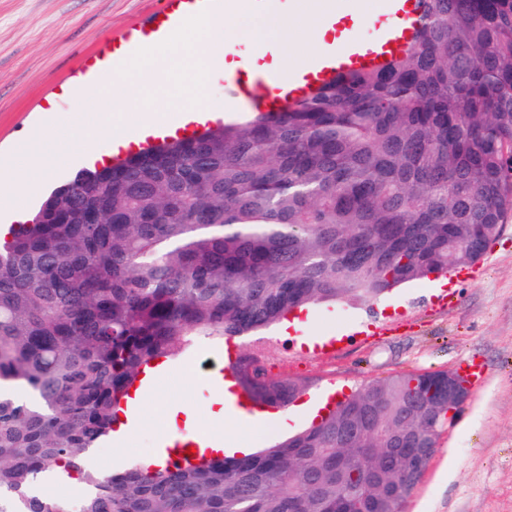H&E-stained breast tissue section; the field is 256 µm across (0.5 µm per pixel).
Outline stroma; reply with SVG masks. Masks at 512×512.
I'll return each mask as SVG.
<instances>
[{
	"instance_id": "1",
	"label": "stroma",
	"mask_w": 512,
	"mask_h": 512,
	"mask_svg": "<svg viewBox=\"0 0 512 512\" xmlns=\"http://www.w3.org/2000/svg\"><path fill=\"white\" fill-rule=\"evenodd\" d=\"M162 0H0V157L12 155L30 132L52 135L71 103L65 89L82 79L87 57L112 55L114 35L144 19ZM113 137H99L91 153L74 152L52 173L54 190L86 173L92 157L111 161ZM473 279L437 288L434 279L406 284L374 302L310 307L300 315L302 336H333L328 351L282 345L274 328L224 345L206 339L171 358L163 393L146 403L154 426L136 429L123 450L101 443L91 465L109 470L147 461L161 434L165 410H193L197 424L211 425L215 398L203 380L207 360L225 347L257 354L272 374L296 377L309 387L300 402L249 432L246 447L259 449L307 427L312 406L332 392L352 394L379 377L410 371L484 368L453 427L439 436L436 452L403 512H512V221L488 247Z\"/></svg>"
}]
</instances>
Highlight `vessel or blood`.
Here are the masks:
<instances>
[{"label":"vessel or blood","mask_w":512,"mask_h":512,"mask_svg":"<svg viewBox=\"0 0 512 512\" xmlns=\"http://www.w3.org/2000/svg\"><path fill=\"white\" fill-rule=\"evenodd\" d=\"M358 0H336L323 18L328 29L325 46L302 66L283 70L277 51L266 46L255 53H224V89L228 102L256 111L282 112L296 101L312 96L324 84L347 73L375 68L391 55L408 50L422 25L426 0H376L371 15H362ZM230 0H164L144 24L116 37L112 65L121 67L140 48L166 40L189 17L201 12L221 15L231 10ZM206 381L216 393L226 394L229 407L255 419L265 418L266 408L255 404L233 386L228 368L210 370ZM166 457L181 464L197 462L208 448V429L201 426L175 438H165Z\"/></svg>","instance_id":"vessel-or-blood-1"}]
</instances>
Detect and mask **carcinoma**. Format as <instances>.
<instances>
[{
    "mask_svg": "<svg viewBox=\"0 0 512 512\" xmlns=\"http://www.w3.org/2000/svg\"><path fill=\"white\" fill-rule=\"evenodd\" d=\"M512 218V0H427L415 46L286 112L131 153L0 245V512H402L456 407L448 372L381 378L269 448L106 474L84 456L153 364L319 304L479 262ZM275 409L304 381L252 354ZM75 475L69 500L42 480Z\"/></svg>",
    "mask_w": 512,
    "mask_h": 512,
    "instance_id": "carcinoma-1",
    "label": "carcinoma"
}]
</instances>
